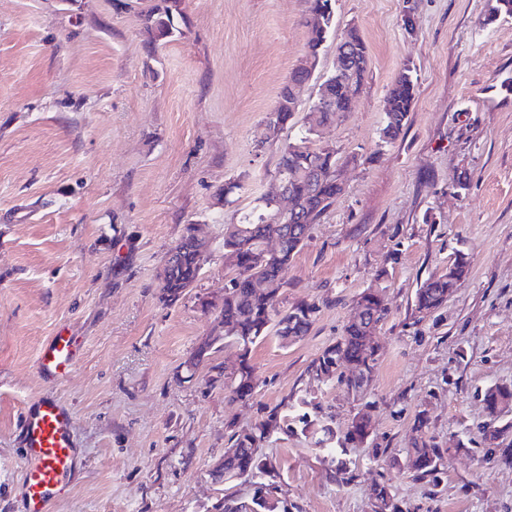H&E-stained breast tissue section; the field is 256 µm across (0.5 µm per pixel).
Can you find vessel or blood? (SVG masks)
<instances>
[{
  "label": "vessel or blood",
  "mask_w": 512,
  "mask_h": 512,
  "mask_svg": "<svg viewBox=\"0 0 512 512\" xmlns=\"http://www.w3.org/2000/svg\"><path fill=\"white\" fill-rule=\"evenodd\" d=\"M79 355V344L59 328L42 346L37 359L40 377L64 379ZM24 470L23 512H51L60 488L71 477L78 459L72 433V413L53 394L45 392L25 407L21 417Z\"/></svg>",
  "instance_id": "obj_1"
}]
</instances>
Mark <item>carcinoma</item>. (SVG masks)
Wrapping results in <instances>:
<instances>
[{
  "instance_id": "carcinoma-1",
  "label": "carcinoma",
  "mask_w": 512,
  "mask_h": 512,
  "mask_svg": "<svg viewBox=\"0 0 512 512\" xmlns=\"http://www.w3.org/2000/svg\"><path fill=\"white\" fill-rule=\"evenodd\" d=\"M336 0H308L309 15L316 18L311 27L306 48L309 55L320 54L323 43L335 31ZM177 4L174 0H158L144 14L147 30L155 41H170L180 29L175 24ZM512 17V0H495L492 12L485 19L491 25L500 17ZM349 44L350 66L342 74L332 73L319 85L317 96L309 111L313 121L325 125L335 120L336 115L351 111L353 102L361 92L368 73V50L359 34L351 35ZM314 73L305 68H296L288 83L280 90L277 105L270 112L268 127L272 137H277L285 125L291 123L298 111L300 89L312 81ZM416 97V84L410 68L406 67L398 76L386 98L384 124L380 139L391 143L400 136L407 124ZM315 132L308 126L296 142L284 145L276 176L288 190V213H278L276 202L264 198L263 211L251 213L237 224L224 225V256L232 259L234 275L224 288V305L215 312V318L224 325V334L215 336L209 348H197L191 356L194 366H199L211 354L226 347L238 349V367L230 374L218 373L224 378V389L240 401L251 399L256 393L257 378L250 362L252 347L274 334L282 341L294 343L308 335L317 308L302 302L288 309L280 307L281 289L288 285L286 274L296 254L307 244L312 225L344 193V184L336 175L338 150L327 146L312 148L307 145L308 135ZM197 228L194 224L185 227L179 242L175 264H164L162 273V299L169 303L178 301L182 289L197 281L205 258L195 249ZM280 237L281 250L259 260L265 240ZM470 268L468 255L458 253L448 265V272L433 273L416 288L411 307L413 313L423 318L448 302V279L463 281ZM364 307L373 318L364 322L349 319L335 343L327 346L313 362L312 369L320 377H332L343 364H348L344 381L348 388L358 391L366 379H372L378 363V348L373 336L387 317L379 289L369 288L359 294L355 307ZM512 402V386H495L483 395L487 418L494 420L501 405ZM278 410L270 412L264 423L249 431H237L230 437V445L224 449V472L216 482L225 485V492L239 484L251 483L255 493L248 499L225 500L223 512H289L284 502L273 498L264 490L271 476L273 465L258 454L265 438L267 425L277 420ZM373 423L369 408L358 411L344 433L336 440V433L327 426L321 427L322 437L317 444L322 448L336 445L362 443L372 433ZM449 449L437 448L423 437H418L408 452V466L413 478L434 486L440 483L445 455ZM374 502H381L383 512H403L392 493L390 485L378 483L371 489Z\"/></svg>"
}]
</instances>
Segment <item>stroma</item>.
Wrapping results in <instances>:
<instances>
[{
  "mask_svg": "<svg viewBox=\"0 0 512 512\" xmlns=\"http://www.w3.org/2000/svg\"><path fill=\"white\" fill-rule=\"evenodd\" d=\"M155 2L0 0V512H20L21 413L47 389L71 407L81 450L53 512H215L211 465L275 408L259 452L296 512H372L377 482L404 512H512V464L484 459L479 433L483 392L512 385V17L485 25L495 0H336L316 79L272 141L268 115L306 53L307 0H181L171 42L145 27ZM350 27L368 47L365 85L312 137L338 148L345 191L280 294L285 309L315 304L316 320L295 343L256 344V393L233 401L210 365H184L212 327L202 301L230 276L224 226L274 191L280 147ZM406 67L417 97L384 144V101ZM191 223L211 250L170 305L160 273ZM459 250L467 278L417 319L416 288ZM376 287L389 314L369 386L317 378L313 361ZM62 326L82 351L50 383L38 353ZM307 402L339 435L370 407L373 432L349 447L346 471L319 430L298 431ZM422 417L426 440L449 451L435 487L407 465Z\"/></svg>",
  "mask_w": 512,
  "mask_h": 512,
  "instance_id": "obj_1",
  "label": "stroma"
}]
</instances>
